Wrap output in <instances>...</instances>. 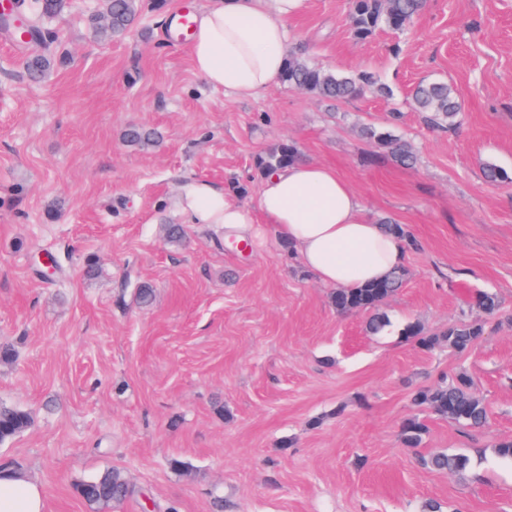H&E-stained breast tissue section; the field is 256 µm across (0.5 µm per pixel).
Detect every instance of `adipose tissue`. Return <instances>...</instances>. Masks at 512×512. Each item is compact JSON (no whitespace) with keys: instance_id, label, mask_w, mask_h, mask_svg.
Returning a JSON list of instances; mask_svg holds the SVG:
<instances>
[{"instance_id":"adipose-tissue-1","label":"adipose tissue","mask_w":512,"mask_h":512,"mask_svg":"<svg viewBox=\"0 0 512 512\" xmlns=\"http://www.w3.org/2000/svg\"><path fill=\"white\" fill-rule=\"evenodd\" d=\"M304 0H209L198 12L190 56L210 86L253 98L279 79L286 61L288 17ZM178 206L191 224H220L236 240L270 225L315 278L354 288L385 278L406 261V239L365 219L355 192L333 167L294 163L264 176L256 208L232 203L223 188L190 181ZM40 488L0 471V512H44Z\"/></svg>"}]
</instances>
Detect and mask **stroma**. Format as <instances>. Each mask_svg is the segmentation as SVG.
Returning a JSON list of instances; mask_svg holds the SVG:
<instances>
[{
	"mask_svg": "<svg viewBox=\"0 0 512 512\" xmlns=\"http://www.w3.org/2000/svg\"><path fill=\"white\" fill-rule=\"evenodd\" d=\"M207 0H142L137 26L101 40L100 0H64L46 22L60 60L26 71L31 50L0 34V401L31 413L0 443V465L42 490L45 512H512V0H429L403 33L355 40L348 0H304L288 48L341 74L374 72L390 98L342 103L276 84L255 98L208 86L190 40L170 36L180 11ZM445 81L461 103L433 127L411 98ZM138 126L149 147L126 143ZM371 126L408 141L414 166L365 139ZM295 144L333 166L371 222L410 227L403 287L383 306L337 312L333 287L272 234L238 252L219 224H185L180 186L208 182L255 206L257 156ZM503 174L488 183L486 166ZM185 224L183 245L167 224ZM52 251L64 273L32 269ZM153 298L141 303L138 287ZM481 291L505 321H485L471 349L427 351L402 330L478 319ZM465 371L489 411L464 431L413 405L416 389ZM427 426L405 447L410 417ZM463 452L460 475L420 464ZM115 469L136 498L93 508L76 484Z\"/></svg>",
	"mask_w": 512,
	"mask_h": 512,
	"instance_id": "1",
	"label": "stroma"
}]
</instances>
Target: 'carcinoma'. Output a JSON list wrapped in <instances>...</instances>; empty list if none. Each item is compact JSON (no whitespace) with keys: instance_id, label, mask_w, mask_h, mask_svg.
Masks as SVG:
<instances>
[{"instance_id":"carcinoma-1","label":"carcinoma","mask_w":512,"mask_h":512,"mask_svg":"<svg viewBox=\"0 0 512 512\" xmlns=\"http://www.w3.org/2000/svg\"><path fill=\"white\" fill-rule=\"evenodd\" d=\"M62 6V0H43L36 8L32 0H19L15 10L0 15V31L7 34L20 46L39 48L41 55L27 65L28 74L41 77L50 66V55L57 49L55 39L43 38L44 20L54 16ZM426 0H350L349 23L354 38L366 40L379 29L405 30L425 8ZM139 0H103L102 10L91 19L96 36L111 39L126 35L139 18ZM279 82L291 88L340 102L367 93L380 97L389 95L377 77L368 71L352 75L337 74L311 64L297 52L288 53L286 65ZM416 108L429 114V120L438 126H453L460 112V103L452 86L446 82L418 84L412 93ZM362 134L386 148L392 160L409 166L415 160L411 144L389 132H378L370 127ZM299 160L296 146L279 143L259 155L256 169L262 175L284 168ZM401 271L390 273L384 280L357 288H338L333 303L339 312L365 310L372 312L368 326L374 333L388 326L385 315L380 312L388 298L399 288ZM475 304L488 314L500 309L496 294L481 292ZM402 335L415 341L421 348L433 350L448 347L458 352L467 350L484 336V325L479 320H460L448 324L439 331H426L418 324H409ZM417 407L447 419L465 429L483 428L488 421V409L484 400L475 393L470 376L464 371L448 374L434 386L419 388L412 394ZM32 424L30 413L0 402V442L28 429ZM426 424L413 416L402 425V439L406 447L420 446ZM421 464L438 471L461 474L468 465L463 454L436 452L420 457ZM79 496L90 506L110 505L129 498L134 489L114 470H105L94 478L76 486Z\"/></svg>"}]
</instances>
